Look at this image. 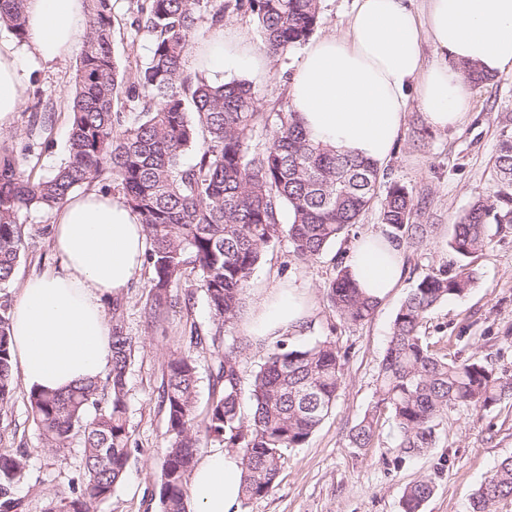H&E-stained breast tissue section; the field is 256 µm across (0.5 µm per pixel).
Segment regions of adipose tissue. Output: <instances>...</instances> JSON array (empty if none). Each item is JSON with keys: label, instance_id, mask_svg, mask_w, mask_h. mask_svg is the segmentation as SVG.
Returning a JSON list of instances; mask_svg holds the SVG:
<instances>
[{"label": "adipose tissue", "instance_id": "obj_1", "mask_svg": "<svg viewBox=\"0 0 512 512\" xmlns=\"http://www.w3.org/2000/svg\"><path fill=\"white\" fill-rule=\"evenodd\" d=\"M32 55L51 61L72 52L85 29L84 0H26ZM435 51L425 63L422 44ZM264 51L216 33L199 64L211 72L261 73ZM474 65L495 77L512 71V0H427L416 15L411 0H356L346 29L315 39L304 50L290 89V109L310 136L384 165L419 106L438 131L460 125L473 107ZM24 60L0 40V129L21 107ZM57 265L26 281L12 313V361L30 389L59 391L102 377L112 359L103 301L126 292L140 271L147 241L139 217L120 196H70L53 228ZM349 266L362 290L383 300L396 287L403 251L383 236H361ZM308 297L278 288L260 297L248 330L271 342L305 327ZM241 460L218 450L196 464L188 512H237Z\"/></svg>", "mask_w": 512, "mask_h": 512}]
</instances>
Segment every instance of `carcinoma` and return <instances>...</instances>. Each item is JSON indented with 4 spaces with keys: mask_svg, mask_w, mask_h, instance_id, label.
<instances>
[{
    "mask_svg": "<svg viewBox=\"0 0 512 512\" xmlns=\"http://www.w3.org/2000/svg\"><path fill=\"white\" fill-rule=\"evenodd\" d=\"M84 50L69 104L66 161L50 176L34 179L0 147V410L17 383L11 366L10 304L4 290L24 250L22 211L60 208L82 185L110 180L144 226L151 248L153 278L145 304L152 328L186 287V272L199 276L212 315L208 335L191 328L189 348L164 360L161 402L166 409V445L160 464V512H186L189 477L197 454L210 443L233 448L243 468L244 500L274 487L291 448L303 447L335 405L345 356L330 338L290 346L278 340L251 378L249 414L241 409V347L224 344V326L234 321L242 295L264 249L286 234L291 253L312 262L338 241L375 198L380 169L370 161L330 148L310 137L294 112L269 121L246 81L213 84L187 74L202 13L211 25L224 22V5L211 0H148L139 24L154 36L146 65L134 81L112 50V0H88ZM232 8L255 19L262 50L283 55L309 40L320 15V0H234ZM17 40L27 35L26 0H0V27ZM133 103L127 118L121 100ZM270 129L262 149L251 148L258 125ZM197 150L190 167L183 155ZM494 189L480 196L452 225L448 250L458 265L444 264L410 290L393 321L384 351L375 400L348 432L353 448H370L380 417L388 414L396 447L410 454L435 444L442 414L450 407L488 410L512 399V376L497 374L478 360L438 355L421 327L438 304L461 296L476 280L466 260L487 249L497 235L512 233V116L498 129L492 159ZM291 215L280 224L281 208ZM413 196L398 183L386 188L382 223L389 242L423 245L431 225L411 222ZM327 298L345 321L368 319L377 301L357 287L347 265L336 267ZM213 348L211 369L222 389L213 392L203 417L197 415V367L192 356L203 343ZM112 367L105 380L81 382L66 392H27L44 447L59 452L83 436V458L69 493L54 494L46 512H90L94 500L112 495L131 453L126 376L133 344L124 330L122 304L112 302ZM25 449L0 452V512H21L12 488L25 475ZM433 494L428 480L403 491L401 512H421ZM512 497V455L498 463L475 493L471 512H491Z\"/></svg>",
    "mask_w": 512,
    "mask_h": 512,
    "instance_id": "cac0c4a2",
    "label": "carcinoma"
}]
</instances>
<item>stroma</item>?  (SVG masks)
<instances>
[{"label": "stroma", "mask_w": 512, "mask_h": 512, "mask_svg": "<svg viewBox=\"0 0 512 512\" xmlns=\"http://www.w3.org/2000/svg\"><path fill=\"white\" fill-rule=\"evenodd\" d=\"M143 0H112L113 50L126 77H134L147 62L153 37L139 27ZM82 51L74 49L52 62L26 58L22 72L24 101L10 126L0 129V145L13 149L34 176L49 175L66 157L68 103ZM303 54L294 48L272 56L262 76L251 78L259 111L279 112L289 105L288 89ZM512 113V72L474 86L473 108L458 127L433 130L419 108H411L398 143L384 164V182H396L412 192L413 221L430 224L434 232L420 248L404 247L405 269L397 286L380 301L369 319L351 324L340 319L325 287L338 259L348 256L360 236L382 232L381 203L373 201L347 239L331 245L313 262L297 260L287 236L264 251L242 300L238 318L224 329L225 342L248 340V316L261 293L275 288H299L311 302L307 330L290 334V343L304 345L329 337L346 354L343 383L336 403L322 425L300 448L290 451L274 484L264 497L240 504L239 512H400L405 487L427 479L434 493L423 512H470L473 493L499 460L512 454V400L488 410L449 409L433 447L415 454L395 446L388 417H381L372 447L353 448L350 427L372 401L379 364L397 310L416 282L432 268L452 263L448 231L477 196L487 194L493 180L491 160L498 146L503 115ZM52 119L49 134L29 139L34 116ZM51 210L22 212L24 256L8 290L18 301L25 281L54 265ZM477 280L467 293L436 306L422 331L435 350L465 360L475 358L497 373L512 376V235L495 237L492 245L470 259ZM152 278L142 266L122 295L124 329L134 344L127 375L128 420L135 444L121 483L111 497L93 503L91 512H159L160 453L166 414L160 405L162 364L170 351L188 348L191 327L209 330L211 315L197 275H190L191 295H179L159 329L143 317ZM25 387H17L0 411V450L25 448L31 453L26 476L14 486L24 512H42L47 497L67 492L68 481L81 463L83 442L73 437L59 454L42 447Z\"/></svg>", "instance_id": "1"}]
</instances>
